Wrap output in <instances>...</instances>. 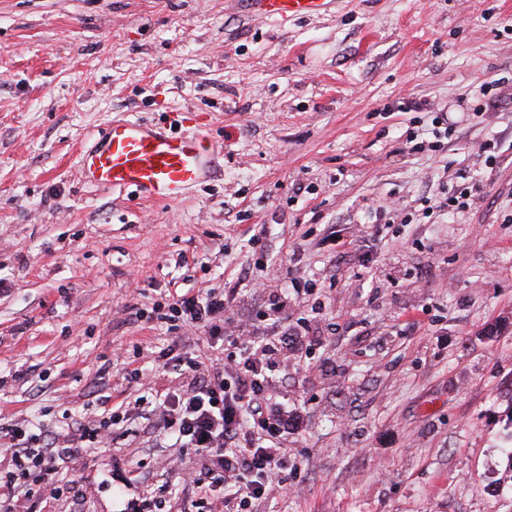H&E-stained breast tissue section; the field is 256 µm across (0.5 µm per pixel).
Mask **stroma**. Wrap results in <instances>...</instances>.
Returning a JSON list of instances; mask_svg holds the SVG:
<instances>
[{"label":"stroma","instance_id":"35a3bbf8","mask_svg":"<svg viewBox=\"0 0 512 512\" xmlns=\"http://www.w3.org/2000/svg\"><path fill=\"white\" fill-rule=\"evenodd\" d=\"M122 116L205 134L213 177L173 203L84 183ZM224 287L243 335L308 345L272 388L303 413L297 469L251 512H512V0L284 23L233 0H0V425L135 395L172 340L153 307ZM116 457L150 472L152 512H192L140 419L63 463L105 478L93 502L29 483L49 512H123Z\"/></svg>","mask_w":512,"mask_h":512}]
</instances>
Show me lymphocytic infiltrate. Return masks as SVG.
Listing matches in <instances>:
<instances>
[{
	"label": "lymphocytic infiltrate",
	"instance_id": "obj_1",
	"mask_svg": "<svg viewBox=\"0 0 512 512\" xmlns=\"http://www.w3.org/2000/svg\"><path fill=\"white\" fill-rule=\"evenodd\" d=\"M233 288H209L173 296L161 318L174 330L206 329L210 349L194 355L166 353L165 365L182 385L158 391L148 381L134 401L104 410L95 424L68 423L64 437L50 436L38 422H22L0 431V445L10 452L12 468L0 480V512H36L27 478L39 471L52 478L59 462L78 457L89 447L111 446L127 415L143 419L156 432V445L174 441L189 455L176 474L190 491L196 512H220L234 503V512H248L254 500L280 490L275 476L287 470L288 456L280 440L297 428L271 393L273 377L289 362L301 359L298 337L242 336L226 312L237 299ZM239 351L233 369H226L224 346Z\"/></svg>",
	"mask_w": 512,
	"mask_h": 512
}]
</instances>
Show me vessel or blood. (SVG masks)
<instances>
[{"instance_id":"obj_1","label":"vessel or blood","mask_w":512,"mask_h":512,"mask_svg":"<svg viewBox=\"0 0 512 512\" xmlns=\"http://www.w3.org/2000/svg\"><path fill=\"white\" fill-rule=\"evenodd\" d=\"M253 16L285 21L328 11L333 0H239ZM218 150L199 132L174 137L140 119L112 121L94 147L80 154L79 172L104 189H133L146 198L176 202L208 178Z\"/></svg>"}]
</instances>
